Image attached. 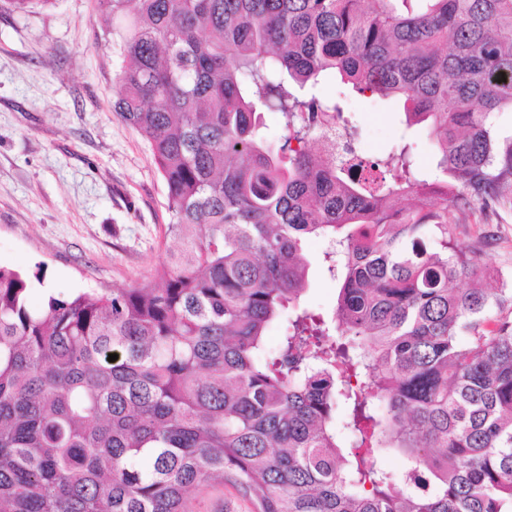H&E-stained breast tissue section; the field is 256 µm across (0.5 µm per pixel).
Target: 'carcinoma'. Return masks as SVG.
<instances>
[{"label":"carcinoma","instance_id":"obj_1","mask_svg":"<svg viewBox=\"0 0 512 512\" xmlns=\"http://www.w3.org/2000/svg\"><path fill=\"white\" fill-rule=\"evenodd\" d=\"M98 6L179 247L40 308L42 278L0 267V512H207L226 486L250 512H512V320L455 286L481 268L448 246V205L512 188V0ZM336 78L428 125L432 168L312 150ZM310 236L328 318L303 299ZM328 246L327 240L312 236L306 240L303 253L312 261L311 283L306 295V304L317 312L331 315L336 307V282L317 265Z\"/></svg>","mask_w":512,"mask_h":512}]
</instances>
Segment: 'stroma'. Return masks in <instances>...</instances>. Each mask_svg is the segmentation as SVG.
<instances>
[{
  "mask_svg": "<svg viewBox=\"0 0 512 512\" xmlns=\"http://www.w3.org/2000/svg\"><path fill=\"white\" fill-rule=\"evenodd\" d=\"M120 39L97 0H57L22 14L0 0V267L73 294L147 281L174 242L165 235V184L146 141L112 110ZM377 160L402 142L417 167L436 151L427 129L405 127L395 102L323 85ZM454 241L477 253L481 287L512 307V201L448 209ZM327 240L309 237L308 307L332 314L337 286L318 264Z\"/></svg>",
  "mask_w": 512,
  "mask_h": 512,
  "instance_id": "35a3bbf8",
  "label": "stroma"
}]
</instances>
